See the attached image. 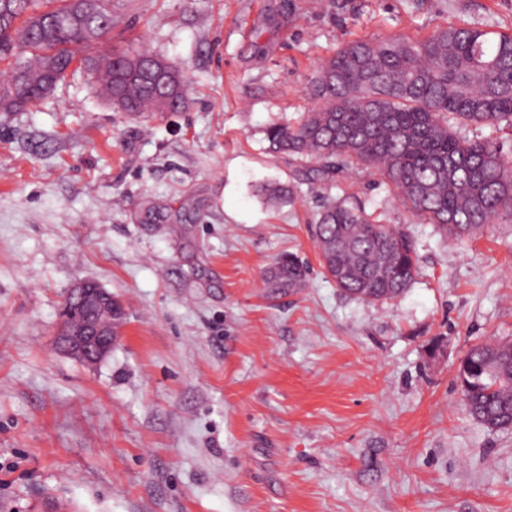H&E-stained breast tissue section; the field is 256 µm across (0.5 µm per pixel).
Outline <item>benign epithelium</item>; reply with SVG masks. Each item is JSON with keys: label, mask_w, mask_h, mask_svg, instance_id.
Returning a JSON list of instances; mask_svg holds the SVG:
<instances>
[{"label": "benign epithelium", "mask_w": 512, "mask_h": 512, "mask_svg": "<svg viewBox=\"0 0 512 512\" xmlns=\"http://www.w3.org/2000/svg\"><path fill=\"white\" fill-rule=\"evenodd\" d=\"M114 302L108 291L93 282L72 288L60 310L58 349L87 365L108 356L116 341Z\"/></svg>", "instance_id": "7a95c632"}]
</instances>
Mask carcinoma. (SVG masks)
<instances>
[{
  "instance_id": "cac0c4a2",
  "label": "carcinoma",
  "mask_w": 512,
  "mask_h": 512,
  "mask_svg": "<svg viewBox=\"0 0 512 512\" xmlns=\"http://www.w3.org/2000/svg\"><path fill=\"white\" fill-rule=\"evenodd\" d=\"M93 21L73 15L70 0H0V93L17 97L12 110L42 99L46 78L75 58L94 59ZM114 65L94 66L102 89L121 97L113 110L138 115L188 104L186 86L164 58L125 48ZM164 63L166 101L130 74ZM315 106L295 124L270 125L269 149L316 158V174L329 177L343 158L377 171L413 214L463 240L504 216L512 220V160L488 141L467 139L448 127H512V34L492 38L477 27L439 28L420 40L356 39L319 66L306 87ZM315 234L326 274L344 293L362 300L400 297L417 272L413 240L402 229L378 224L357 206L327 204ZM306 268L283 259L272 288L295 290ZM469 415L492 430L512 428V343L470 347L459 372Z\"/></svg>"
}]
</instances>
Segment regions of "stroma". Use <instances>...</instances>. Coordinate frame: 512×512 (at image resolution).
Segmentation results:
<instances>
[{
	"instance_id": "35a3bbf8",
	"label": "stroma",
	"mask_w": 512,
	"mask_h": 512,
	"mask_svg": "<svg viewBox=\"0 0 512 512\" xmlns=\"http://www.w3.org/2000/svg\"><path fill=\"white\" fill-rule=\"evenodd\" d=\"M448 25L512 33V0H115L101 51L166 58L187 111H112L79 70L0 112V512H512V430L456 381L512 342V220L457 241L372 169L311 185L265 138L347 42ZM328 200L412 237L402 296L324 275ZM288 256L303 287L268 288ZM84 280L125 311L95 365L55 345Z\"/></svg>"
}]
</instances>
